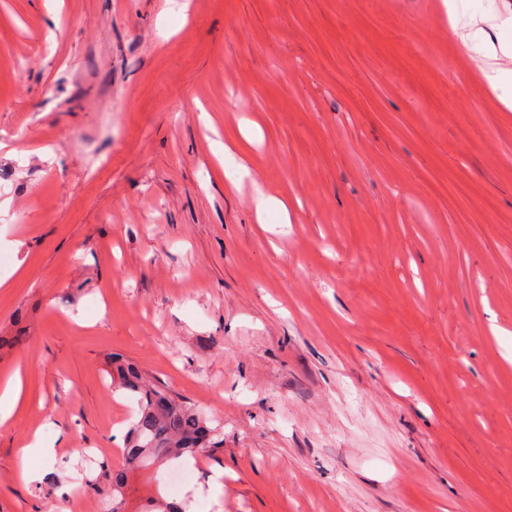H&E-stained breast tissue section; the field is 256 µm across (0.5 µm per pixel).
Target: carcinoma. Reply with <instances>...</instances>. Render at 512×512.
Returning a JSON list of instances; mask_svg holds the SVG:
<instances>
[{"label": "carcinoma", "mask_w": 512, "mask_h": 512, "mask_svg": "<svg viewBox=\"0 0 512 512\" xmlns=\"http://www.w3.org/2000/svg\"><path fill=\"white\" fill-rule=\"evenodd\" d=\"M112 372L118 387L127 391L137 404V410L125 435V448L121 449L130 468L151 467L159 473L160 467L170 460L194 457L216 448V429L183 396L167 387L151 382L140 366L127 358L112 357ZM126 475H112L110 484L101 486L86 482L85 487L97 494L123 493Z\"/></svg>", "instance_id": "cac0c4a2"}]
</instances>
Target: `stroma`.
Segmentation results:
<instances>
[{
  "label": "stroma",
  "instance_id": "obj_1",
  "mask_svg": "<svg viewBox=\"0 0 512 512\" xmlns=\"http://www.w3.org/2000/svg\"><path fill=\"white\" fill-rule=\"evenodd\" d=\"M482 13L0 0V512H112L71 491L126 470L114 355L223 439L122 512H512V112L448 25ZM23 400L21 380L16 376L0 389V424L7 421Z\"/></svg>",
  "mask_w": 512,
  "mask_h": 512
}]
</instances>
